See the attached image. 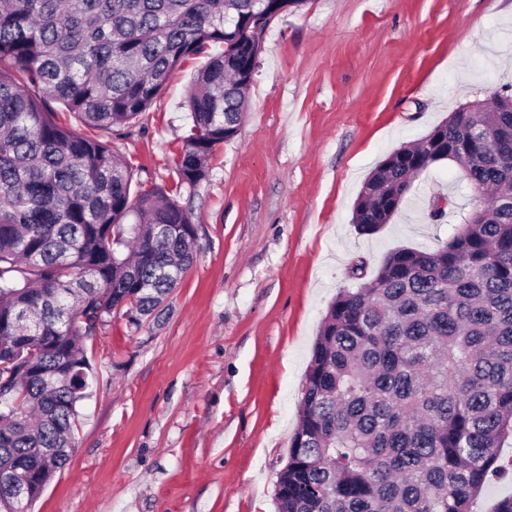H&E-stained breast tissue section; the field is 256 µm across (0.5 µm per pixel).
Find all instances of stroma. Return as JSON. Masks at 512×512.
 I'll use <instances>...</instances> for the list:
<instances>
[{"mask_svg": "<svg viewBox=\"0 0 512 512\" xmlns=\"http://www.w3.org/2000/svg\"><path fill=\"white\" fill-rule=\"evenodd\" d=\"M262 46L240 133L180 193L197 260L160 314L136 327L113 312L88 343L75 451L31 512H274L312 346L352 264L436 248L480 203L442 161L390 224L367 235L351 222L389 153L512 84V0H306ZM219 51L187 58L108 135L134 189L176 187L184 101Z\"/></svg>", "mask_w": 512, "mask_h": 512, "instance_id": "1", "label": "stroma"}]
</instances>
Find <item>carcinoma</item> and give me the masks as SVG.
<instances>
[{
	"label": "carcinoma",
	"instance_id": "carcinoma-1",
	"mask_svg": "<svg viewBox=\"0 0 512 512\" xmlns=\"http://www.w3.org/2000/svg\"><path fill=\"white\" fill-rule=\"evenodd\" d=\"M256 0H0V501L10 472L70 460L90 387L87 342L140 325L197 258V227L162 187L54 120L110 131L147 111L188 57L198 71L176 190L209 177L241 128ZM458 164L482 205L431 251L399 249L330 303L302 387L276 512H473L512 473V92L465 103L365 181L352 223H390L431 165Z\"/></svg>",
	"mask_w": 512,
	"mask_h": 512
}]
</instances>
